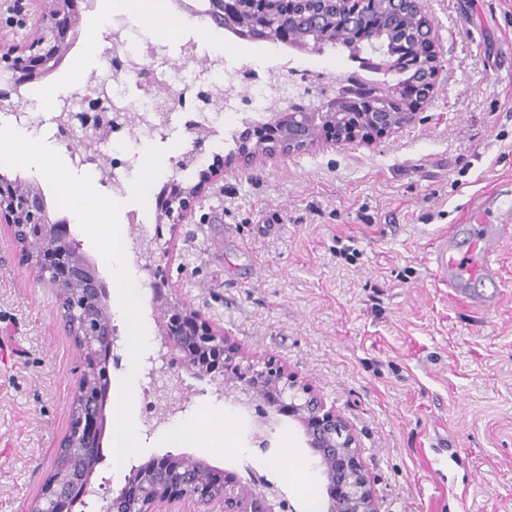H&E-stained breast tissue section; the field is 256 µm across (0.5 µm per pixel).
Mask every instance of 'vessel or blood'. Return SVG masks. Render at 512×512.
<instances>
[{
	"label": "vessel or blood",
	"mask_w": 512,
	"mask_h": 512,
	"mask_svg": "<svg viewBox=\"0 0 512 512\" xmlns=\"http://www.w3.org/2000/svg\"><path fill=\"white\" fill-rule=\"evenodd\" d=\"M483 210L469 212L465 223L454 226L448 233L438 236L431 261L453 290H461L464 278H496L498 245L503 238L512 236V226L500 224L490 233H475L483 224Z\"/></svg>",
	"instance_id": "obj_1"
}]
</instances>
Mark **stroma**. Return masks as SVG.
Listing matches in <instances>:
<instances>
[{"label":"stroma","instance_id":"35a3bbf8","mask_svg":"<svg viewBox=\"0 0 512 512\" xmlns=\"http://www.w3.org/2000/svg\"><path fill=\"white\" fill-rule=\"evenodd\" d=\"M441 81L414 124L371 143L318 144L226 174L195 205L189 223L150 220L171 255L156 256L174 298L228 332L250 357H273L310 383L350 425L382 512H512V239L498 248V294L476 280L473 305L433 269L437 235L463 223L493 192L512 194V0H430ZM37 0L0 14V45L36 34ZM110 45L80 39L47 76L62 95L82 94L73 66L109 68ZM230 64L274 71L283 63L337 85L357 69L348 50L287 48L225 33ZM241 121L218 129L198 161L181 119L142 144L155 188L189 187L237 148ZM83 352L68 336L52 286L22 261L0 223V512H29L72 426ZM170 384L188 398L185 432L149 429V383H134L141 453L115 463L113 406L103 405L101 462L92 485L120 489L129 468L166 454L217 470L252 471L277 483L294 512L326 507L321 477L306 480L301 427L280 418L263 453L252 417L179 360Z\"/></svg>","mask_w":512,"mask_h":512}]
</instances>
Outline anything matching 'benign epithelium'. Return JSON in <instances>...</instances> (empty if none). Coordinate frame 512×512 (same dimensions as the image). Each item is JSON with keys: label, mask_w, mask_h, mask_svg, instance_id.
<instances>
[{"label": "benign epithelium", "mask_w": 512, "mask_h": 512, "mask_svg": "<svg viewBox=\"0 0 512 512\" xmlns=\"http://www.w3.org/2000/svg\"><path fill=\"white\" fill-rule=\"evenodd\" d=\"M82 0H51L38 21L36 37L21 48L0 53V68L11 73L6 87H0V111L15 112L17 85L36 74L51 71L68 45L79 19ZM354 0H260L253 4L255 19L237 23L242 0H210L208 17L222 26L238 24L240 36L249 41L274 42L288 33L295 19L309 14L310 30L301 45L320 49L327 34L325 24L341 18L354 25ZM428 54L418 58V67L429 76L417 84L397 90L387 86L353 87L354 102L342 112L333 102H322L312 109L274 112L267 122L248 126L240 133V146L231 163L248 167L260 158L273 159L318 143L344 145L369 143L413 123L431 97L442 72L435 53L437 31L433 23L422 27ZM63 124L82 127L103 142L112 133V118L103 119L89 112H71ZM193 149L174 160L180 168L202 154L211 135L207 126L191 129ZM224 177V170H209L200 183L176 192L161 203V219L174 226L186 224L193 207L206 188ZM0 220L9 225L15 242L21 246L24 261L33 264L39 276L58 291L59 309L71 336L84 353V366L76 389L75 422L60 447L70 452L100 446L102 390L95 384L99 375L110 379L109 369H101L95 358L106 348L113 350L116 337L112 329L97 323V311L105 306L106 289L102 281L78 265L73 254L79 252L69 235H57L46 246L51 254H33L27 242L50 221L44 199L33 186L22 188L0 182ZM136 262H150L156 251L166 252L158 240L135 235L130 227ZM156 320L163 326L168 348L181 354L182 365L197 377L209 378L224 389V398L258 413L251 424V438L265 452L269 448L268 430L273 417L287 416L296 421L315 460V468L326 481L327 512H380L372 481L361 460L355 435L345 419L308 383H302L288 368L273 360H254L244 356L230 342L228 334L205 321L187 304L172 298L161 281L151 282ZM156 424L183 409L171 401L167 391L153 389ZM90 475L78 473L67 484L58 479L46 483L31 512H71L77 503L93 495L88 490ZM285 493L268 481L245 482L235 471L219 475L209 465L190 456L172 455L133 465L124 475V486L115 494L106 512H287Z\"/></svg>", "instance_id": "7a95c632"}]
</instances>
